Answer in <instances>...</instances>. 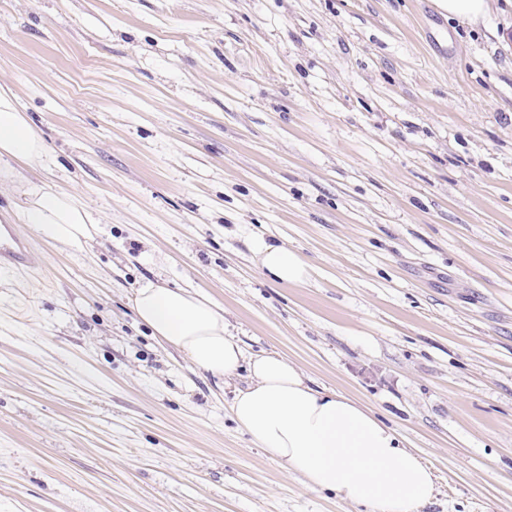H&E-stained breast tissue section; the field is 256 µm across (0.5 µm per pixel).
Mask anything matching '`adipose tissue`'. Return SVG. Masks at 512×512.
Masks as SVG:
<instances>
[{"label": "adipose tissue", "mask_w": 512, "mask_h": 512, "mask_svg": "<svg viewBox=\"0 0 512 512\" xmlns=\"http://www.w3.org/2000/svg\"><path fill=\"white\" fill-rule=\"evenodd\" d=\"M44 140L20 112L11 91L0 89V179L21 178L23 167L42 165ZM22 223L54 243L81 248L94 240L98 221L77 197L27 183ZM264 271L299 286L308 265L280 244L259 243ZM137 319L193 366L218 379L248 366L250 382L238 390L231 415L255 445L300 472L309 487L335 493L366 512H419L436 489L433 467L403 446L396 431L362 403L311 387L301 370L276 353L246 358L224 311L184 288L148 281L130 298Z\"/></svg>", "instance_id": "ef3b65f1"}]
</instances>
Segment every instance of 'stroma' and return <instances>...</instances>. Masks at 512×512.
Segmentation results:
<instances>
[{"instance_id": "stroma-1", "label": "stroma", "mask_w": 512, "mask_h": 512, "mask_svg": "<svg viewBox=\"0 0 512 512\" xmlns=\"http://www.w3.org/2000/svg\"><path fill=\"white\" fill-rule=\"evenodd\" d=\"M0 87L99 221L84 249L18 225L34 266L0 271V512H359L234 422L247 369L135 322L149 280L397 428L423 512H512L511 8L0 0ZM451 17L466 20L472 25L481 23L491 11L489 1L497 0H438ZM256 253L263 270L281 283L299 286L310 277L309 266L283 245L262 241L256 246Z\"/></svg>"}]
</instances>
